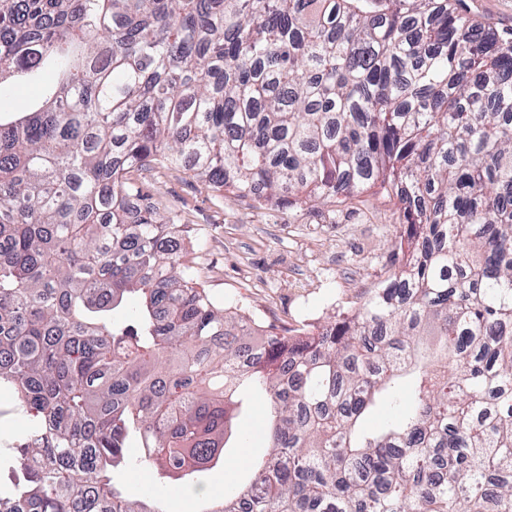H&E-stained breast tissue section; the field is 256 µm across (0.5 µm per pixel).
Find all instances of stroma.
<instances>
[{
	"label": "stroma",
	"mask_w": 512,
	"mask_h": 512,
	"mask_svg": "<svg viewBox=\"0 0 512 512\" xmlns=\"http://www.w3.org/2000/svg\"><path fill=\"white\" fill-rule=\"evenodd\" d=\"M160 212H177L198 280L216 298L249 309L274 332L320 325L359 302L389 266L401 227L397 202L374 188L347 199L341 218L271 207L252 198L218 193L179 170L135 174ZM269 413L255 400L241 424L247 450H226L211 486L164 496L166 512H200L214 487L238 488L266 451Z\"/></svg>",
	"instance_id": "35a3bbf8"
}]
</instances>
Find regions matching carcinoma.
Returning a JSON list of instances; mask_svg holds the SVG:
<instances>
[{
  "label": "carcinoma",
  "mask_w": 512,
  "mask_h": 512,
  "mask_svg": "<svg viewBox=\"0 0 512 512\" xmlns=\"http://www.w3.org/2000/svg\"><path fill=\"white\" fill-rule=\"evenodd\" d=\"M46 69L0 122V390L33 422L0 512H163L126 448L198 487L252 393L266 458L203 512H512V31L462 0H0V91ZM160 168L333 214L379 187L403 232L349 315L269 332L129 178ZM156 484L157 479L154 471L145 465L133 466L119 477V485L125 494L131 498L143 496L148 486L152 488L151 492H153Z\"/></svg>",
  "instance_id": "cac0c4a2"
}]
</instances>
